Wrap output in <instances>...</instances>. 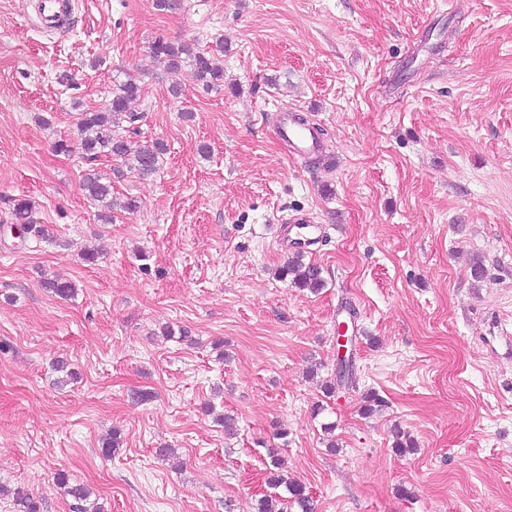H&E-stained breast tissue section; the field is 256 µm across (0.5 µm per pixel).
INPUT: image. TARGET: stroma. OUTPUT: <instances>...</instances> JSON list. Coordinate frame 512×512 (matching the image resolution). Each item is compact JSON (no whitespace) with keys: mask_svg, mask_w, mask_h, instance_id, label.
I'll use <instances>...</instances> for the list:
<instances>
[{"mask_svg":"<svg viewBox=\"0 0 512 512\" xmlns=\"http://www.w3.org/2000/svg\"><path fill=\"white\" fill-rule=\"evenodd\" d=\"M73 2L59 33L0 0V486L41 512H71L60 471L105 512H256L276 455L317 512H512V0ZM159 39L223 42V85L168 73ZM129 77L136 140L167 151L113 180L138 207L104 224L55 144ZM286 108L321 162L275 137ZM18 199L54 240L15 236ZM297 216L327 228L315 292L275 238ZM347 305L355 381L329 393Z\"/></svg>","mask_w":512,"mask_h":512,"instance_id":"1","label":"stroma"}]
</instances>
